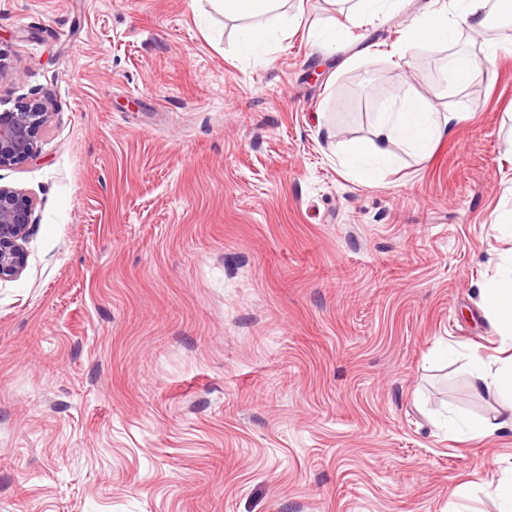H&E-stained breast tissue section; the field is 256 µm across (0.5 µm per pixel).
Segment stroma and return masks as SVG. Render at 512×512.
Returning <instances> with one entry per match:
<instances>
[{
  "instance_id": "obj_1",
  "label": "stroma",
  "mask_w": 512,
  "mask_h": 512,
  "mask_svg": "<svg viewBox=\"0 0 512 512\" xmlns=\"http://www.w3.org/2000/svg\"><path fill=\"white\" fill-rule=\"evenodd\" d=\"M429 0L314 35L294 0L263 59L207 0H0V106L49 95L27 266L0 282V512H498L512 431L470 357L500 358L480 290L512 255V20L393 56ZM497 51L442 96L455 54ZM467 113L362 184L407 86Z\"/></svg>"
}]
</instances>
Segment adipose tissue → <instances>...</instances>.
<instances>
[{
    "label": "adipose tissue",
    "instance_id": "obj_1",
    "mask_svg": "<svg viewBox=\"0 0 512 512\" xmlns=\"http://www.w3.org/2000/svg\"><path fill=\"white\" fill-rule=\"evenodd\" d=\"M213 8L226 18L242 21L239 52L254 56L268 53L283 31L289 0H211ZM487 0H435L431 9L410 19L404 37L395 50L399 58L413 57L424 44L446 45L456 41L462 29L479 31L486 27ZM463 113L440 111L431 100L407 89L390 99L380 112L371 139L364 143L339 145L336 157L354 178L371 182L380 170L390 168L395 159L390 144L402 143L419 156H426L442 135L452 132ZM482 305L494 322L503 347L512 349V265L500 268L497 276L481 292ZM475 391L503 398L507 409L500 420H473L464 428L474 436H489L512 429V362L494 368L482 361L469 364Z\"/></svg>",
    "mask_w": 512,
    "mask_h": 512
}]
</instances>
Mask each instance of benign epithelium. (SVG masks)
I'll return each instance as SVG.
<instances>
[{
	"label": "benign epithelium",
	"instance_id": "1",
	"mask_svg": "<svg viewBox=\"0 0 512 512\" xmlns=\"http://www.w3.org/2000/svg\"><path fill=\"white\" fill-rule=\"evenodd\" d=\"M51 99L43 96L0 110V167L34 155ZM34 201L24 191L0 185V281L17 278L26 266L24 243L33 224Z\"/></svg>",
	"mask_w": 512,
	"mask_h": 512
}]
</instances>
